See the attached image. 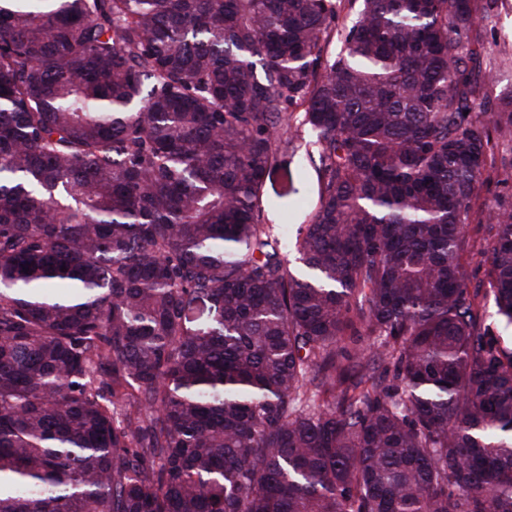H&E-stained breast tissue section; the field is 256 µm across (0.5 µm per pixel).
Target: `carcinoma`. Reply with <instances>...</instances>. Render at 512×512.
Returning <instances> with one entry per match:
<instances>
[{
  "mask_svg": "<svg viewBox=\"0 0 512 512\" xmlns=\"http://www.w3.org/2000/svg\"><path fill=\"white\" fill-rule=\"evenodd\" d=\"M500 2L0 0V512H512ZM479 29L494 65L487 88L492 97L506 95L512 91V0H502L497 17ZM494 152L497 156L496 168L491 170L478 195L472 200L473 212H481L485 204L497 200L505 206H512V127L502 126L493 133ZM501 157L506 160L501 164ZM295 187L298 192L288 197L287 206L280 216L282 222L288 218V224H281L288 226V232H295L298 224H301L305 214L310 211L314 204L316 191L314 172L311 170L304 172L295 181ZM470 243L463 255V265L469 288L481 284V288L488 287V270L486 251L489 249L490 236L487 224L472 223L468 226Z\"/></svg>",
  "mask_w": 512,
  "mask_h": 512,
  "instance_id": "obj_1",
  "label": "carcinoma"
}]
</instances>
